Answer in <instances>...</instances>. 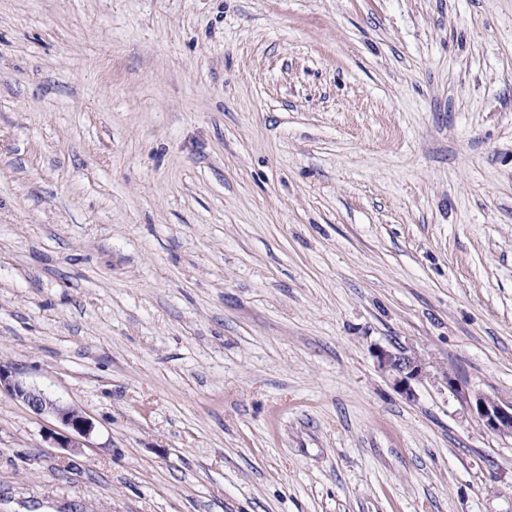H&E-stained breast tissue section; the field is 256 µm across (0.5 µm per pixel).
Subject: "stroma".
Masks as SVG:
<instances>
[{"mask_svg": "<svg viewBox=\"0 0 512 512\" xmlns=\"http://www.w3.org/2000/svg\"><path fill=\"white\" fill-rule=\"evenodd\" d=\"M0 363V512H512V0H0ZM377 358L381 368L392 377L395 387L408 398L414 396L412 382L430 375L414 350L379 349ZM2 388L35 414L53 416L66 429L67 435H62L57 441L59 448L70 454L84 448L94 431V424L83 412L60 404L45 392L17 378L11 367L0 363V391ZM470 408L491 434L512 436V402H501L484 394L468 395Z\"/></svg>", "mask_w": 512, "mask_h": 512, "instance_id": "1", "label": "stroma"}]
</instances>
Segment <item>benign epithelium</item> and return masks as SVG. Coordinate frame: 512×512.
Listing matches in <instances>:
<instances>
[{
    "label": "benign epithelium",
    "mask_w": 512,
    "mask_h": 512,
    "mask_svg": "<svg viewBox=\"0 0 512 512\" xmlns=\"http://www.w3.org/2000/svg\"><path fill=\"white\" fill-rule=\"evenodd\" d=\"M377 358L381 368L392 377L395 387L409 398L414 396L412 383L430 376V372L413 350L380 349L377 351ZM2 388L35 414L54 417L66 429V434L61 436L57 444L67 452L77 453L91 437L94 424L83 412L60 404L45 392L17 378L11 367L0 363V389ZM465 399L489 433L512 436V402H501L484 394H467Z\"/></svg>",
    "instance_id": "1"
}]
</instances>
